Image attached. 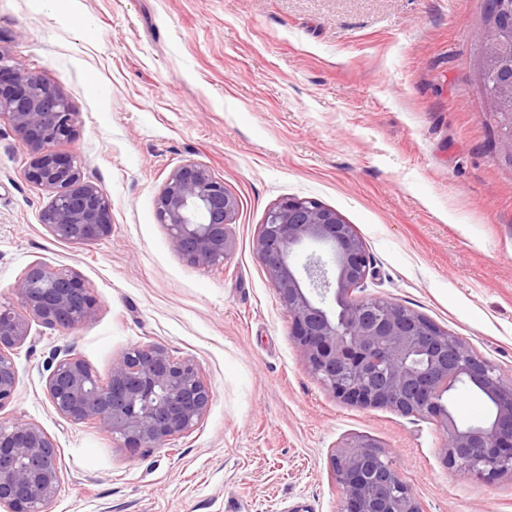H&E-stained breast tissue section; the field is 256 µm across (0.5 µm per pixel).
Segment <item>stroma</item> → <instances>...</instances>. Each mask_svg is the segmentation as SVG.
Returning a JSON list of instances; mask_svg holds the SVG:
<instances>
[{
  "mask_svg": "<svg viewBox=\"0 0 512 512\" xmlns=\"http://www.w3.org/2000/svg\"><path fill=\"white\" fill-rule=\"evenodd\" d=\"M484 0H0V48L76 114L56 150L111 202L84 245L40 223L48 192L0 121V302L35 262L97 300L69 334L33 325L0 416L40 426L62 482L47 512H340L331 458L360 436L389 451L424 512H512V477L450 466L430 419L360 408L306 370L253 243L286 197L335 209L362 238L364 292L415 310L512 378V158L477 62ZM207 166L238 200L234 249L204 269L155 212L171 171ZM196 361L212 403L187 436L131 454L62 419L56 352L100 377L134 346Z\"/></svg>",
  "mask_w": 512,
  "mask_h": 512,
  "instance_id": "35a3bbf8",
  "label": "stroma"
}]
</instances>
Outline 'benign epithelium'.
<instances>
[{
	"instance_id": "benign-epithelium-1",
	"label": "benign epithelium",
	"mask_w": 512,
	"mask_h": 512,
	"mask_svg": "<svg viewBox=\"0 0 512 512\" xmlns=\"http://www.w3.org/2000/svg\"><path fill=\"white\" fill-rule=\"evenodd\" d=\"M497 4L478 76L483 85L489 69L504 70L487 101L505 112L509 132L498 141L512 155V0ZM75 116L55 86L0 48V120L30 151L27 179L52 193L40 221L59 241L90 244L110 234L111 204L101 187L83 179L76 158L54 150L71 137ZM237 209L224 180L193 160L177 166L156 197L157 220L174 250L205 269L224 266ZM308 245L326 255L304 254ZM254 249L288 313L307 371L334 397L431 418L451 465L489 477L512 475V385L466 341L422 314L382 296L356 294L370 261L354 225L315 199L286 197L267 210ZM16 293L18 305L0 304V410L15 398L13 351L32 324L71 331L96 315L92 289L71 268L33 263ZM47 371V397L65 421L91 423L133 453L191 433L212 400L198 364L156 344L130 348L105 380L70 353ZM460 385L490 402L486 422L463 424L449 410ZM332 468L344 497L341 512H423L389 452L369 438L351 441L332 458ZM60 482L53 439L33 423L0 416V508L46 512Z\"/></svg>"
}]
</instances>
